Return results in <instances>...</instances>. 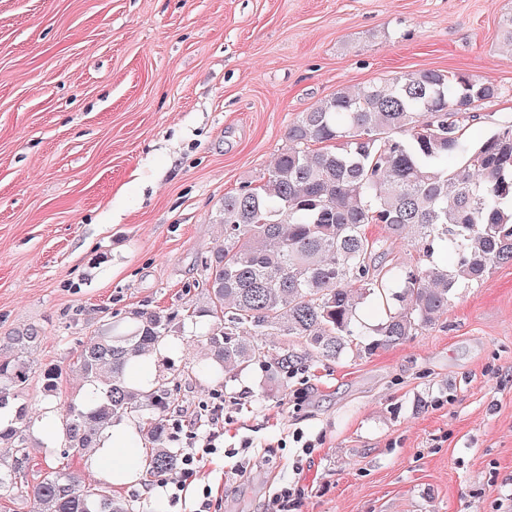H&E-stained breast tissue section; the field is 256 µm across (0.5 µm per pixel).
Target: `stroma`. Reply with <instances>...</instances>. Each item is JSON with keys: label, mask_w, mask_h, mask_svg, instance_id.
I'll use <instances>...</instances> for the list:
<instances>
[{"label": "stroma", "mask_w": 512, "mask_h": 512, "mask_svg": "<svg viewBox=\"0 0 512 512\" xmlns=\"http://www.w3.org/2000/svg\"><path fill=\"white\" fill-rule=\"evenodd\" d=\"M512 0H0V339L34 325L33 372L62 369L56 405L82 391L77 358L102 321L203 303L194 282L218 244L225 193L259 179L290 122L338 89L423 69L496 86L479 138L512 122ZM280 387L260 364L221 399L184 379L175 448L224 429L184 498L155 483L115 494L165 512H512V267L456 295L433 328ZM312 444L303 451L302 441ZM34 447L23 489L58 466Z\"/></svg>", "instance_id": "obj_1"}]
</instances>
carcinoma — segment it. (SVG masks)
<instances>
[{
    "label": "carcinoma",
    "mask_w": 512,
    "mask_h": 512,
    "mask_svg": "<svg viewBox=\"0 0 512 512\" xmlns=\"http://www.w3.org/2000/svg\"><path fill=\"white\" fill-rule=\"evenodd\" d=\"M496 94L466 73L429 69L340 88L300 113L267 173L224 194V244L201 262L194 283L206 305L132 310L82 346L83 391L61 409L53 436L63 457L99 447L135 413L140 435L128 447L140 449L148 481L170 476L180 465L171 447L179 426L169 416L179 377L224 387V373L258 362L273 365L286 390L299 356L286 350L269 363L258 339L298 342L326 360L370 355L433 327L460 290L512 266V124L480 139L464 131L474 104ZM372 224L384 236L369 235ZM399 240L413 260L389 259ZM368 303L382 310L371 327L359 318ZM188 322L208 356L137 385L142 358L184 335ZM39 339L30 326L0 343V499L19 490L32 443L26 407L16 403L32 365L19 351ZM61 375L56 365L41 370L45 398L56 396ZM31 495L32 512L164 508L114 496L109 484L85 488L66 467L47 473Z\"/></svg>",
    "instance_id": "carcinoma-1"
}]
</instances>
